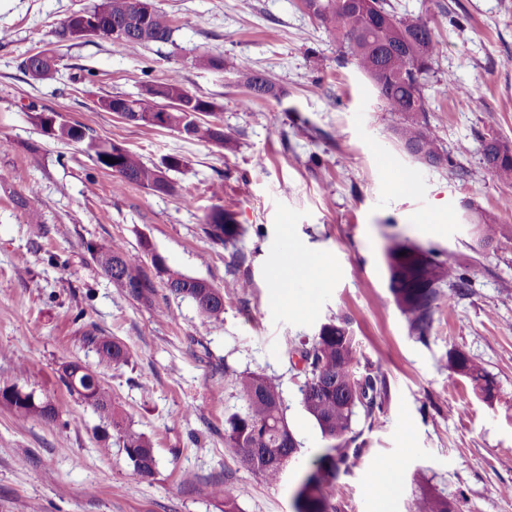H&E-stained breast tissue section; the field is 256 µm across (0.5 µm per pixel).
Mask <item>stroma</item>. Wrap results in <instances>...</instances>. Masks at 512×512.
Here are the masks:
<instances>
[{
  "instance_id": "stroma-1",
  "label": "stroma",
  "mask_w": 512,
  "mask_h": 512,
  "mask_svg": "<svg viewBox=\"0 0 512 512\" xmlns=\"http://www.w3.org/2000/svg\"><path fill=\"white\" fill-rule=\"evenodd\" d=\"M98 2L0 0V387L34 392L59 414L48 427L0 405V512H224L219 486L232 489L238 512H293L300 465L325 442L301 406L305 378L291 347L339 316L352 322L357 371L382 374L387 397L347 436L338 512H409L425 489L458 512H512V242L480 247L464 220L471 207L512 226L502 206L512 180L481 164L489 135L512 143V0H389L397 15L427 19L439 42L426 118L453 160L442 167L398 148L372 83L301 0H152L171 20L166 43L58 41L64 20ZM40 50L59 57L55 79L20 70ZM203 51L223 57V73L194 66ZM239 63L284 97L247 101ZM173 74L213 104L228 145L139 127L100 105ZM447 79L455 90L445 95ZM36 108L148 162L182 156L180 194L117 186L81 145L45 135ZM376 145L392 172L378 166ZM219 204L245 229L236 248L202 230ZM33 210L43 234L29 226ZM393 236L437 251L471 280L467 296L440 304L423 342L388 289ZM144 239L169 269L223 289L220 320L168 298L158 277L157 296L175 312L161 317L116 288L87 251L109 241L147 268ZM295 252L330 275L281 300L271 274ZM238 276L249 288H235ZM92 329L124 344L127 361L99 366L82 342ZM452 348L488 372L493 397L448 370ZM69 362L96 371L119 416L149 438L151 475H133L111 426L67 391L60 374ZM242 372L282 382L301 446L280 481L264 480L224 443L226 418L244 409L231 382ZM386 466L399 480L381 498L370 485Z\"/></svg>"
}]
</instances>
